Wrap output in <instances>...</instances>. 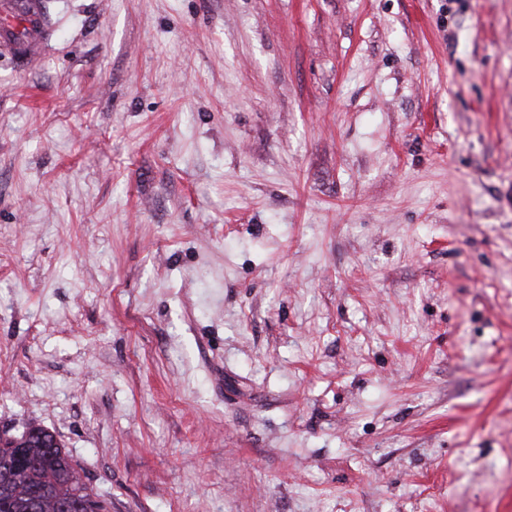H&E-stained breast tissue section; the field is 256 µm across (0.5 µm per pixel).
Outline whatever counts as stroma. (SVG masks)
Instances as JSON below:
<instances>
[{
  "instance_id": "35a3bbf8",
  "label": "stroma",
  "mask_w": 512,
  "mask_h": 512,
  "mask_svg": "<svg viewBox=\"0 0 512 512\" xmlns=\"http://www.w3.org/2000/svg\"><path fill=\"white\" fill-rule=\"evenodd\" d=\"M45 8L0 429L107 512H512V0Z\"/></svg>"
}]
</instances>
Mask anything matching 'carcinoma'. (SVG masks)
<instances>
[{
	"label": "carcinoma",
	"mask_w": 512,
	"mask_h": 512,
	"mask_svg": "<svg viewBox=\"0 0 512 512\" xmlns=\"http://www.w3.org/2000/svg\"><path fill=\"white\" fill-rule=\"evenodd\" d=\"M51 434L42 431L30 441V459L24 467L0 470V512H28L36 493L42 498L41 512H55L56 505L72 498L80 483L70 455L60 446L47 447Z\"/></svg>",
	"instance_id": "1"
}]
</instances>
